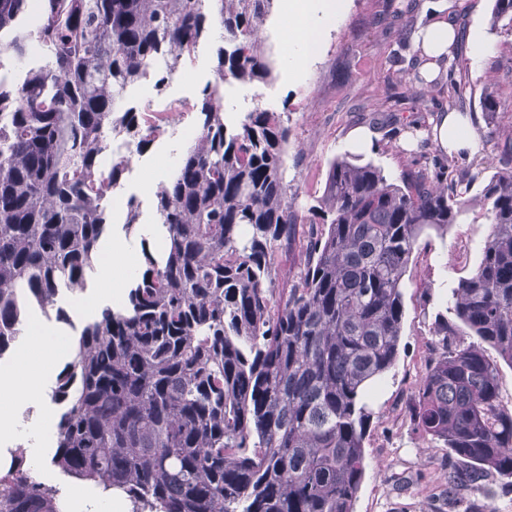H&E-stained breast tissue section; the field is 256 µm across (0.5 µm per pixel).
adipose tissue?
Returning a JSON list of instances; mask_svg holds the SVG:
<instances>
[{"instance_id":"adipose-tissue-1","label":"adipose tissue","mask_w":512,"mask_h":512,"mask_svg":"<svg viewBox=\"0 0 512 512\" xmlns=\"http://www.w3.org/2000/svg\"><path fill=\"white\" fill-rule=\"evenodd\" d=\"M340 8L339 0H322L317 8L312 6L310 0H290L288 16L292 37L284 59L288 67L298 65L316 42L315 12H322L325 19L331 20L338 17ZM455 35L454 25L434 11L420 31L415 47L429 57L443 56L448 54ZM436 131L440 146L447 148L449 153L470 156L478 149L470 126L457 113L451 112L441 117ZM45 399L40 371L35 366L21 361L13 368L0 371L1 448L13 445L18 434L21 408L39 406Z\"/></svg>"}]
</instances>
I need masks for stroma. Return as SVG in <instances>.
<instances>
[{"mask_svg":"<svg viewBox=\"0 0 512 512\" xmlns=\"http://www.w3.org/2000/svg\"><path fill=\"white\" fill-rule=\"evenodd\" d=\"M449 18L459 24L479 23L493 51L481 75H474L467 52H460L455 71L463 84V110L480 143L469 158H460L448 169V178L473 175L469 211L447 232H424L410 258L403 290L404 315L398 356L394 366L371 383L366 401L373 413L365 441V475L353 512H512V485L489 475L478 487L463 492L462 502L441 494L444 475L452 461L442 443L419 438L412 429L408 404L418 382L435 355V319L445 311L452 291L462 277L479 263L490 226L479 204L488 179L501 171L502 161L488 133L512 136V25L492 28L495 0H438ZM427 0H342L339 21L323 24L316 49L297 70H288L283 59L288 50V15L285 0H274L260 36L271 76L267 81L227 82L220 102L227 126H237L254 106L288 116L289 137L284 148V176L289 192L297 196L306 234L310 209L319 205L332 162L346 158L380 166L389 181L399 182L417 150L409 125L435 123L448 109V98L415 97L410 78L418 68L417 55L406 32H417L428 19ZM224 32L212 27L207 39L185 60L170 81L166 96L179 109L170 113L166 133L143 155L135 157L119 187L108 197V235H120L129 246L132 263L141 259L142 239H153L158 218L150 177L160 170L176 171L197 127L198 90L212 78L216 51ZM503 104L487 115L482 102L487 95ZM357 127L374 135L375 147L352 152L345 148L346 134ZM137 198L139 222L125 231L126 202ZM102 288L98 271L88 272L82 291H60L58 303L72 314L70 324L46 317L48 327L59 328L68 341H77L92 315H76L77 302H95Z\"/></svg>","mask_w":512,"mask_h":512,"instance_id":"stroma-1","label":"stroma"}]
</instances>
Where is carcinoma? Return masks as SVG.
<instances>
[{
	"label": "carcinoma",
	"mask_w": 512,
	"mask_h": 512,
	"mask_svg": "<svg viewBox=\"0 0 512 512\" xmlns=\"http://www.w3.org/2000/svg\"><path fill=\"white\" fill-rule=\"evenodd\" d=\"M273 0H0V56L41 49L0 79V357L29 309L55 311L84 288L109 224L107 191L127 165L104 164L112 135L138 154L168 119L122 104L148 79L164 92L224 27L215 79L199 92L200 133L155 192L163 253L141 245L127 300L86 324L51 390L63 406L52 464L131 512H352L364 475L371 382L397 357L403 277L421 234L443 231L470 199L444 165L401 183L368 162L336 159L288 287L276 285L298 213L284 179L289 129L255 108L230 129L224 80L270 76L258 31ZM512 23L495 0L492 26ZM482 190L491 224L477 267L452 292L410 406L413 430L466 463L448 468L455 496L493 471L512 479V409L500 398L493 346L512 367V143ZM474 340L456 341L460 328ZM23 452L0 473V512H64Z\"/></svg>",
	"instance_id": "obj_1"
}]
</instances>
